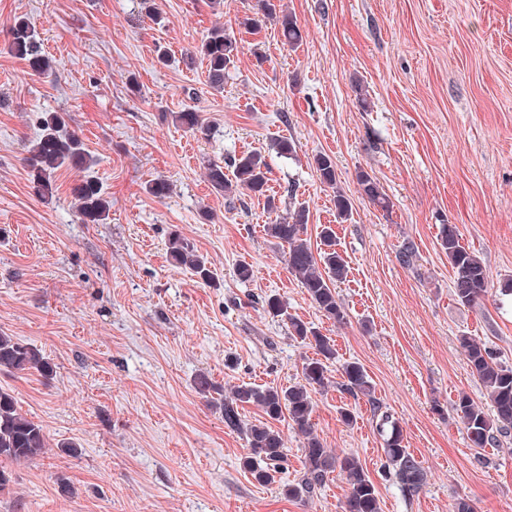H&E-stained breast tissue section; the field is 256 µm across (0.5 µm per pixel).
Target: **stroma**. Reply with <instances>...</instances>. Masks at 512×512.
Returning <instances> with one entry per match:
<instances>
[{"mask_svg":"<svg viewBox=\"0 0 512 512\" xmlns=\"http://www.w3.org/2000/svg\"><path fill=\"white\" fill-rule=\"evenodd\" d=\"M303 31L296 47L263 25L246 33L259 0H0V332L36 347L50 376L0 372V389L41 424L49 446L9 465L0 512H342L347 483L330 473L316 494L292 499L304 471L305 438L279 423L285 462L261 485L244 469V433L227 428L218 403L194 387L209 373L223 390L242 383L285 388L300 381L311 345L269 314L288 312L330 337L329 384L314 393L313 430L337 456L359 459L378 490L380 512H512V435L471 447L452 411L459 393L481 400L458 342L473 337L512 366V0H282ZM28 16L52 60L31 72L7 50L13 17ZM223 25L239 52L223 91L207 82L195 49ZM171 54L155 61V46ZM194 108L210 122L201 138L176 125ZM63 112L95 159L63 169L41 202L28 181V146L39 118ZM297 145L277 156L274 138ZM247 152L270 165L267 196L216 192L208 161ZM336 164L323 184L317 155ZM367 171L393 203L383 212L362 194ZM111 203L107 223L83 224L71 188L85 176ZM172 186L158 198L154 179ZM351 202L341 220L335 195ZM319 246L334 225L348 273L336 293L345 318L327 319L289 273L265 224L296 204ZM456 225L478 253L491 286L480 306L453 296L438 244ZM180 233L215 275L205 283L175 266ZM418 266L402 265L406 243ZM254 274L243 281L240 263ZM358 362L374 402L341 389L342 365ZM398 420L426 470L407 495L386 465L374 405ZM352 406L355 425L338 414ZM74 442L78 455L62 452ZM66 477L71 493H61Z\"/></svg>","mask_w":512,"mask_h":512,"instance_id":"obj_1","label":"stroma"}]
</instances>
